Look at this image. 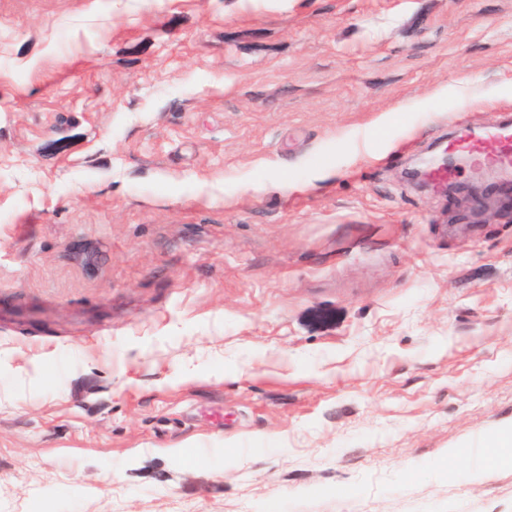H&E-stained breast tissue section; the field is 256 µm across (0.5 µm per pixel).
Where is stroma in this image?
<instances>
[{"label":"stroma","mask_w":512,"mask_h":512,"mask_svg":"<svg viewBox=\"0 0 512 512\" xmlns=\"http://www.w3.org/2000/svg\"><path fill=\"white\" fill-rule=\"evenodd\" d=\"M512 0H0V512H512ZM489 449L485 456V463L478 465L466 472L471 479H479L488 476L493 469L509 465L512 461V453L508 448L512 445V428L504 429L498 436L488 442Z\"/></svg>","instance_id":"stroma-1"}]
</instances>
